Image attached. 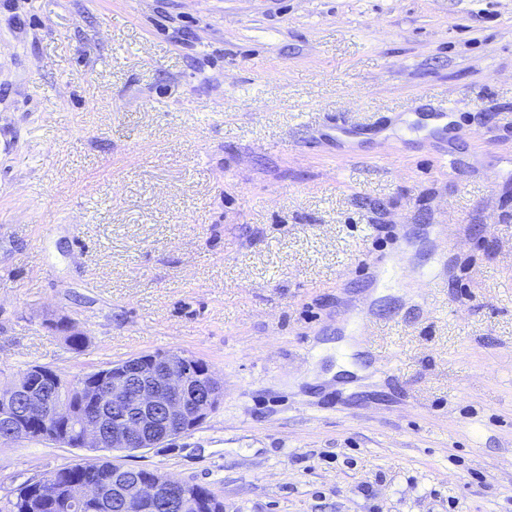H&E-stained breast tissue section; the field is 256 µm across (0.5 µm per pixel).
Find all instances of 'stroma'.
<instances>
[{
	"label": "stroma",
	"instance_id": "1",
	"mask_svg": "<svg viewBox=\"0 0 512 512\" xmlns=\"http://www.w3.org/2000/svg\"><path fill=\"white\" fill-rule=\"evenodd\" d=\"M159 350L221 403L103 459L512 512V0H0V382ZM89 454L0 443V506Z\"/></svg>",
	"mask_w": 512,
	"mask_h": 512
}]
</instances>
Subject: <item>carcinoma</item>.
<instances>
[{
    "instance_id": "1",
    "label": "carcinoma",
    "mask_w": 512,
    "mask_h": 512,
    "mask_svg": "<svg viewBox=\"0 0 512 512\" xmlns=\"http://www.w3.org/2000/svg\"><path fill=\"white\" fill-rule=\"evenodd\" d=\"M68 325L70 321L66 319L53 323V327L64 334L69 349L79 352L86 344V336L78 332H66ZM102 474L112 477V463L97 458H85L77 463L58 468L17 489L15 500L9 501L10 509L7 512H67L64 508L66 497L73 495L80 484ZM45 481L52 482L59 491L53 501L38 497V486ZM191 489L195 500L193 512H224V502L209 490L198 484L191 485Z\"/></svg>"
}]
</instances>
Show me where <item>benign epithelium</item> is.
<instances>
[{
    "label": "benign epithelium",
    "instance_id": "benign-epithelium-1",
    "mask_svg": "<svg viewBox=\"0 0 512 512\" xmlns=\"http://www.w3.org/2000/svg\"><path fill=\"white\" fill-rule=\"evenodd\" d=\"M107 388L108 401L97 404L94 418L87 419L62 399L17 383L0 392V421L17 428L26 417L49 413L61 423L52 428L44 423L41 433L66 446L74 434L85 448H158L196 429L221 402L224 383L208 366L178 351L134 356L112 373H103L93 383L80 384V393L93 398ZM77 507L96 505L106 512L112 502L123 512H156L163 500H172L181 512L192 506L184 483L173 480L132 481L110 486L105 479L81 484L74 493Z\"/></svg>",
    "mask_w": 512,
    "mask_h": 512
}]
</instances>
